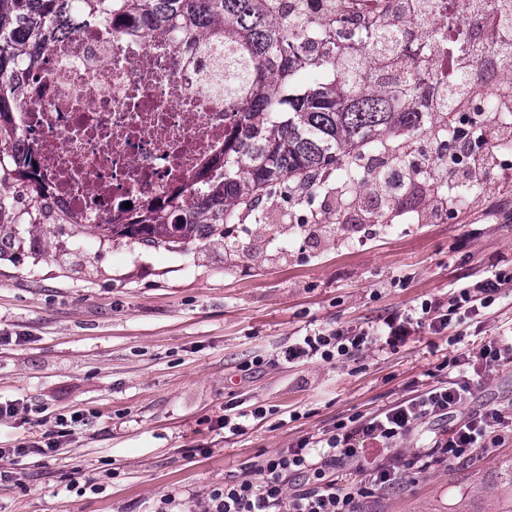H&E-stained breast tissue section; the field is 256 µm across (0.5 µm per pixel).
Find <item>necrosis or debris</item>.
I'll return each mask as SVG.
<instances>
[{"instance_id":"1","label":"necrosis or debris","mask_w":512,"mask_h":512,"mask_svg":"<svg viewBox=\"0 0 512 512\" xmlns=\"http://www.w3.org/2000/svg\"><path fill=\"white\" fill-rule=\"evenodd\" d=\"M386 7L317 0L315 12H335L358 34ZM403 20L423 29L402 40L411 71L449 87L473 43L512 22V0H419ZM239 56L218 35L202 43L180 28L72 8L69 27L24 70L12 155H34L56 205L82 224L121 222L131 207L222 180L224 134L243 98L224 84Z\"/></svg>"}]
</instances>
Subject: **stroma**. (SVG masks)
<instances>
[{
    "instance_id": "stroma-1",
    "label": "stroma",
    "mask_w": 512,
    "mask_h": 512,
    "mask_svg": "<svg viewBox=\"0 0 512 512\" xmlns=\"http://www.w3.org/2000/svg\"><path fill=\"white\" fill-rule=\"evenodd\" d=\"M466 207L419 194L360 195L340 223L336 194L274 196L265 219L225 237L150 248L67 223L0 159V399L29 409L0 420V448L40 440L55 416L83 417L61 447L14 459L0 512H200L210 490L258 455L286 450L336 420L402 400L412 382L489 340L512 339V295L491 315L421 332L397 349L287 363L289 340L377 326L512 265V150ZM512 408V368L473 384L464 412ZM270 409L244 434L225 408ZM364 512H512V440L433 465L365 500Z\"/></svg>"
}]
</instances>
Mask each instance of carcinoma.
Here are the masks:
<instances>
[{
	"mask_svg": "<svg viewBox=\"0 0 512 512\" xmlns=\"http://www.w3.org/2000/svg\"><path fill=\"white\" fill-rule=\"evenodd\" d=\"M294 0H81L84 10L106 18L122 13L149 16L156 29L181 24L201 40L215 32L237 44L249 61L239 125L224 136V180L208 183L204 195L175 191L142 209L125 224H96L104 237L133 238L148 247L173 246L224 236V225L245 217L260 222L261 207L287 181L313 190L339 166H350L344 188L358 196L368 169L354 166L361 149L391 150L394 175L412 138L434 120H448V109L469 93L472 74L463 69L456 95L425 111L418 82L401 73L393 32L382 24L364 36L380 58L369 79L357 78L358 58L350 47H336V17L293 9ZM69 19V0H0V145L11 137L9 116L18 103L15 64L34 47L45 49L49 33ZM18 177L33 184L36 197L50 192L33 158L14 162Z\"/></svg>",
	"mask_w": 512,
	"mask_h": 512,
	"instance_id": "1",
	"label": "carcinoma"
}]
</instances>
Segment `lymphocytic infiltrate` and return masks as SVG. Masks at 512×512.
Instances as JSON below:
<instances>
[{"instance_id":"obj_1","label":"lymphocytic infiltrate","mask_w":512,"mask_h":512,"mask_svg":"<svg viewBox=\"0 0 512 512\" xmlns=\"http://www.w3.org/2000/svg\"><path fill=\"white\" fill-rule=\"evenodd\" d=\"M510 291L512 268L468 284L447 300L422 301L416 316L395 312L372 329H331L304 336L289 344L283 356L291 363L316 356L348 358L378 342L394 349L414 333L437 335L458 326L460 313L479 316ZM447 364L457 369V376L437 380L369 415L337 420L331 429L256 461L244 476L212 488L203 512H360L364 499L401 481L403 471L420 472L434 462H460L476 451L500 447L511 421L505 410L486 407L465 414L461 408L472 394L471 378L482 381L512 365V342L488 341ZM445 420L450 428L432 429V422ZM410 437L415 450L403 466H396L394 450ZM349 465L367 474V482L345 484L338 471ZM292 476L301 480L293 490L288 487Z\"/></svg>"}]
</instances>
